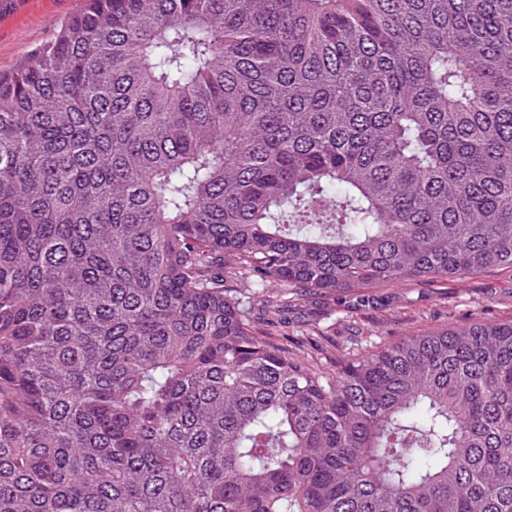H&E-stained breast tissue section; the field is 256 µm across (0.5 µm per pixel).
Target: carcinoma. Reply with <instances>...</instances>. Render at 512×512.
<instances>
[{
	"label": "carcinoma",
	"mask_w": 512,
	"mask_h": 512,
	"mask_svg": "<svg viewBox=\"0 0 512 512\" xmlns=\"http://www.w3.org/2000/svg\"><path fill=\"white\" fill-rule=\"evenodd\" d=\"M512 267V0H87L0 74V512H512V321L326 378L228 279Z\"/></svg>",
	"instance_id": "1"
}]
</instances>
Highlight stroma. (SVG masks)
I'll use <instances>...</instances> for the list:
<instances>
[{
    "label": "stroma",
    "instance_id": "stroma-1",
    "mask_svg": "<svg viewBox=\"0 0 512 512\" xmlns=\"http://www.w3.org/2000/svg\"><path fill=\"white\" fill-rule=\"evenodd\" d=\"M85 0H0V71H10L49 42ZM258 336L335 375L341 362L384 343L442 327L512 321V268L465 278L416 279L336 296L308 294L292 302L286 321L271 324L253 313Z\"/></svg>",
    "mask_w": 512,
    "mask_h": 512
}]
</instances>
